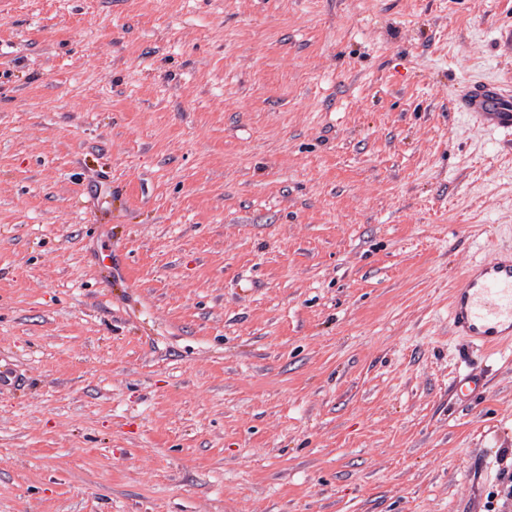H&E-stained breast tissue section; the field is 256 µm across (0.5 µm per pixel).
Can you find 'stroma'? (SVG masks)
Segmentation results:
<instances>
[{"label": "stroma", "mask_w": 512, "mask_h": 512, "mask_svg": "<svg viewBox=\"0 0 512 512\" xmlns=\"http://www.w3.org/2000/svg\"><path fill=\"white\" fill-rule=\"evenodd\" d=\"M470 80L512 0H0V512H512ZM453 332L465 341L497 351L512 342V252L472 264L451 300ZM488 386L487 377L475 373L465 372L456 378L455 390L465 396L475 397L482 395Z\"/></svg>", "instance_id": "obj_1"}]
</instances>
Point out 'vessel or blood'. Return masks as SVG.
<instances>
[{"label": "vessel or blood", "mask_w": 512, "mask_h": 512, "mask_svg": "<svg viewBox=\"0 0 512 512\" xmlns=\"http://www.w3.org/2000/svg\"><path fill=\"white\" fill-rule=\"evenodd\" d=\"M458 111L488 131L512 134V88L483 81L464 83L456 96ZM453 332L465 341L496 351L512 345V252L472 264L452 296ZM486 377L460 374L455 389L469 397L482 395Z\"/></svg>", "instance_id": "vessel-or-blood-1"}]
</instances>
